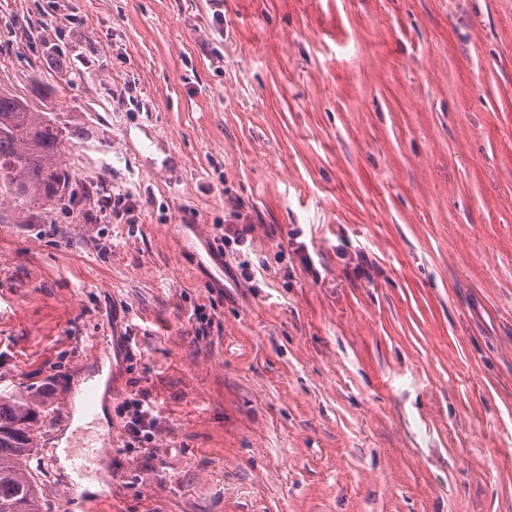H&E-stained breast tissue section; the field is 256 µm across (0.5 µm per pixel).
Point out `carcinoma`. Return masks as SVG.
I'll list each match as a JSON object with an SVG mask.
<instances>
[{"label":"carcinoma","mask_w":512,"mask_h":512,"mask_svg":"<svg viewBox=\"0 0 512 512\" xmlns=\"http://www.w3.org/2000/svg\"><path fill=\"white\" fill-rule=\"evenodd\" d=\"M64 127L27 100L0 89V200L44 224L54 208L78 204L74 178L59 162ZM41 404L33 393L0 391V512H42L27 468L38 448Z\"/></svg>","instance_id":"cac0c4a2"}]
</instances>
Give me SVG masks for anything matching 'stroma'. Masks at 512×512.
I'll return each instance as SVG.
<instances>
[{"mask_svg": "<svg viewBox=\"0 0 512 512\" xmlns=\"http://www.w3.org/2000/svg\"><path fill=\"white\" fill-rule=\"evenodd\" d=\"M0 88L81 200L0 205L38 484L107 355L160 416L128 455L107 405L98 512H512V0H0Z\"/></svg>", "mask_w": 512, "mask_h": 512, "instance_id": "1", "label": "stroma"}]
</instances>
